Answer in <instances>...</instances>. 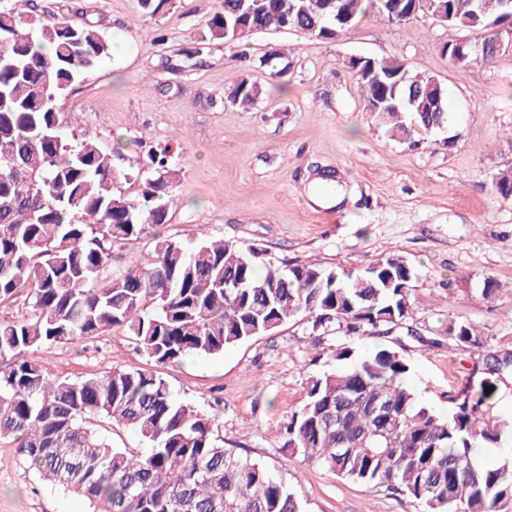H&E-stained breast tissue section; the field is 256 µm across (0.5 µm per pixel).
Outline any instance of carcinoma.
I'll return each instance as SVG.
<instances>
[{"instance_id":"obj_1","label":"carcinoma","mask_w":512,"mask_h":512,"mask_svg":"<svg viewBox=\"0 0 512 512\" xmlns=\"http://www.w3.org/2000/svg\"><path fill=\"white\" fill-rule=\"evenodd\" d=\"M448 27L487 44L488 24L512 17L478 0H447ZM353 20L373 8L402 23L377 0H344ZM172 0H141L155 18ZM247 0H222L207 22L208 39L238 41L234 27ZM263 31L299 30L322 40L332 26L325 0H262L251 20ZM110 55L95 26L63 17L24 15L0 5V305L21 309L0 319V439L18 442L30 467L54 486L89 502L93 512H303L300 500L264 462L224 447L213 419L177 400L155 371L114 368L79 380L53 378L32 353L79 337L121 330L157 365L224 349L274 332L301 315L315 330L379 336L368 353L332 351L335 365L306 379V396L277 432L283 448L336 477L385 488L424 512H512V457L485 468L478 448H500L512 421L493 414V394L512 373V355H489L478 387L449 397L435 413L406 384L412 364L397 329L416 336L408 310L417 270L387 253L356 269L313 262L275 264L264 251L203 234L187 245L156 241L153 250L110 277L112 254L168 223L176 170L148 153L155 177L135 195L121 182L112 153L64 128L57 99ZM285 56L259 66L286 82ZM390 77L388 109L373 107L377 89L356 75L365 110L392 136L445 126L446 87L398 58L376 61ZM262 88L246 76L227 95L252 108ZM494 188L512 198V170ZM462 348L480 344L469 323L448 325ZM106 421L147 448L119 447L102 436Z\"/></svg>"}]
</instances>
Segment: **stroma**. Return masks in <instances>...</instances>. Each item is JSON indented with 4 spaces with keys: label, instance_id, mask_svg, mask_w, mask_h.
<instances>
[{
    "label": "stroma",
    "instance_id": "obj_1",
    "mask_svg": "<svg viewBox=\"0 0 512 512\" xmlns=\"http://www.w3.org/2000/svg\"><path fill=\"white\" fill-rule=\"evenodd\" d=\"M37 11L97 26L113 44L110 60L86 73L57 102L63 119L113 151L126 171L148 152L170 155L178 172L170 220L115 253L111 273L146 255L156 240L191 241L199 232L264 250L267 260L363 268L387 252L419 273L408 322L419 340L404 342L408 379L419 398L447 414L448 398L479 382L475 365L512 353V200L494 190L512 169V52L490 64L459 67L443 53L457 34L418 14L391 24L366 11L339 38L265 30L232 45L204 41L221 0H174L162 17H144L140 0H34ZM284 52L290 83L278 92L265 53ZM399 58L439 78L456 114L448 128L417 145L391 137L366 113L348 60ZM250 75L263 93L247 111L224 92ZM335 171L341 198L317 196L310 170ZM501 284L483 299L484 278ZM470 323L481 347L460 349L452 323ZM372 349L376 338L317 336L294 319L225 349L155 367L129 336L112 331L37 352L56 377L78 380L114 368L158 369L174 396L214 418L224 445L266 461L305 512H422L413 499L344 481L283 450L276 432L326 370L331 350ZM0 512H90L82 498L46 483L0 440Z\"/></svg>",
    "mask_w": 512,
    "mask_h": 512
}]
</instances>
